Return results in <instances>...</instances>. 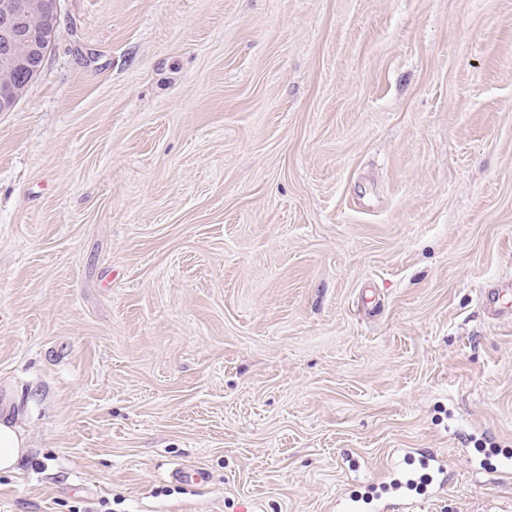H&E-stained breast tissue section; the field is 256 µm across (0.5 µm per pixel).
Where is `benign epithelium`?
I'll use <instances>...</instances> for the list:
<instances>
[{"label": "benign epithelium", "mask_w": 512, "mask_h": 512, "mask_svg": "<svg viewBox=\"0 0 512 512\" xmlns=\"http://www.w3.org/2000/svg\"><path fill=\"white\" fill-rule=\"evenodd\" d=\"M60 0H5L0 4V72L28 71L22 84L0 89V112H11L28 82L41 70L48 41L54 38Z\"/></svg>", "instance_id": "obj_1"}]
</instances>
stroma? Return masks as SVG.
<instances>
[{"instance_id": "1", "label": "stroma", "mask_w": 512, "mask_h": 512, "mask_svg": "<svg viewBox=\"0 0 512 512\" xmlns=\"http://www.w3.org/2000/svg\"><path fill=\"white\" fill-rule=\"evenodd\" d=\"M512 0H61L0 113V512H512ZM207 470L203 485L177 470ZM8 413L0 418V471H13L24 448H28V436L18 424L7 420Z\"/></svg>"}]
</instances>
